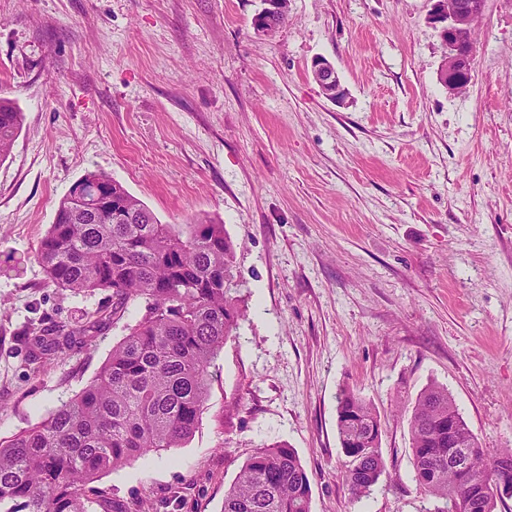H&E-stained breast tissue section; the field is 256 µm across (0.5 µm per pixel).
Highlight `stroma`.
<instances>
[{
	"label": "stroma",
	"instance_id": "stroma-1",
	"mask_svg": "<svg viewBox=\"0 0 512 512\" xmlns=\"http://www.w3.org/2000/svg\"><path fill=\"white\" fill-rule=\"evenodd\" d=\"M0 0V97L23 114L0 161V440L47 418L126 334L33 370L19 339L94 313L34 255L60 200L102 172L164 224L223 223L247 313L209 368L182 447L97 481L115 512H222L272 442L311 476V512H425L408 419L448 389L488 459L512 448V0H487L466 93L438 72L428 0ZM330 61L349 95L311 75ZM376 407L387 470L352 501L336 395ZM237 403L226 414L227 403ZM264 7L254 18L253 28L256 34L262 36H273L279 28L267 23L268 18L281 17L288 14V0H263ZM311 74L323 95L329 100L341 103L348 96V90L343 86L333 64L323 57L312 61Z\"/></svg>",
	"mask_w": 512,
	"mask_h": 512
}]
</instances>
